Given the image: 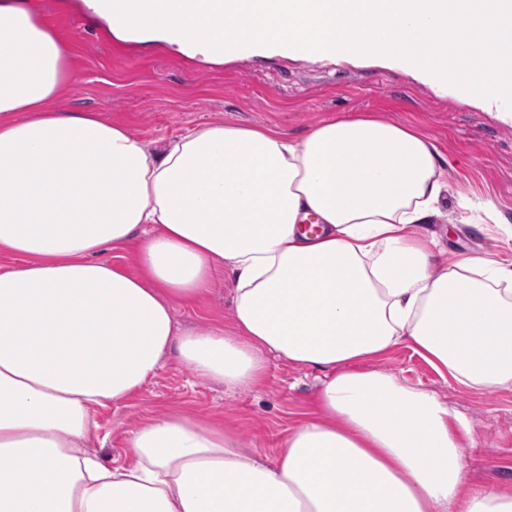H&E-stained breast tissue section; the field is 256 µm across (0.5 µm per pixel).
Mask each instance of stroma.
Masks as SVG:
<instances>
[{"label": "stroma", "mask_w": 512, "mask_h": 512, "mask_svg": "<svg viewBox=\"0 0 512 512\" xmlns=\"http://www.w3.org/2000/svg\"><path fill=\"white\" fill-rule=\"evenodd\" d=\"M32 2L69 46L73 80L59 108L120 119L155 148L208 122L273 125L298 138L343 112L401 120L434 140L448 170L446 203L425 227L448 247L435 263L461 254L512 263V123L461 101L448 85L417 82L398 68L336 66L281 54L207 61L164 42L117 40L84 0ZM486 201L496 207L493 216L478 209ZM232 307L231 284L221 275L199 306L177 303L173 313L182 328L225 326ZM372 365L422 385L472 421V435L463 443L471 485L512 487V385L461 386L404 346ZM323 377L272 356L261 382L233 391L196 376L172 356L125 402L96 408L91 441L127 463L131 429L179 413L221 419L243 447L273 458L283 436L311 411Z\"/></svg>", "instance_id": "35a3bbf8"}]
</instances>
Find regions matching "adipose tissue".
I'll list each match as a JSON object with an SVG mask.
<instances>
[{
	"label": "adipose tissue",
	"mask_w": 512,
	"mask_h": 512,
	"mask_svg": "<svg viewBox=\"0 0 512 512\" xmlns=\"http://www.w3.org/2000/svg\"><path fill=\"white\" fill-rule=\"evenodd\" d=\"M71 78L28 0H0V512H512V492L468 484L470 421L369 366L405 345L460 385L512 384V268L436 265L417 231L448 190L425 132L359 113L298 140L213 122L156 150L56 110ZM133 241L136 273L104 259ZM223 271L230 326L178 329L173 301ZM172 353L230 390L272 356L324 371L319 409L273 459L170 414L107 463L95 409Z\"/></svg>",
	"instance_id": "ef3b65f1"
}]
</instances>
